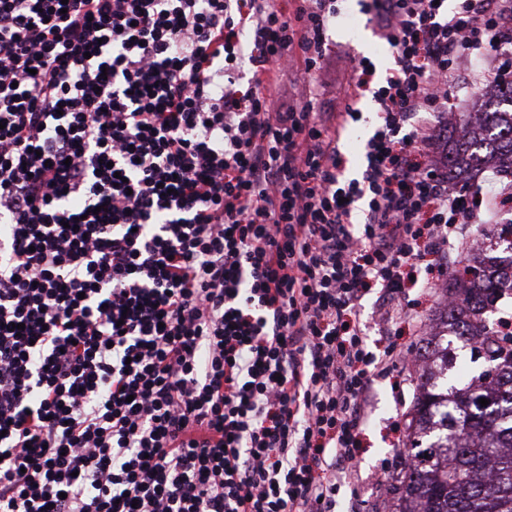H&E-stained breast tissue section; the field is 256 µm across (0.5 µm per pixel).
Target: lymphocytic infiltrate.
<instances>
[{"mask_svg": "<svg viewBox=\"0 0 512 512\" xmlns=\"http://www.w3.org/2000/svg\"><path fill=\"white\" fill-rule=\"evenodd\" d=\"M338 2L0 0V512H336L355 489L423 265L512 192L434 158L461 59L507 75L512 0H370L393 66L376 87L360 60L319 112ZM357 107L362 113L360 121L347 126L339 138V148L346 159L344 176L347 179L361 178L364 164L362 144L372 131L376 121L375 105L371 93L366 92ZM378 289L374 288L370 291L368 295L365 296V298L362 301V319L364 322H367V325H369V343L371 347L375 350V345L378 343V340L381 338L379 336L378 332V326L374 325V312L377 307V296L379 295Z\"/></svg>", "mask_w": 512, "mask_h": 512, "instance_id": "obj_1", "label": "lymphocytic infiltrate"}]
</instances>
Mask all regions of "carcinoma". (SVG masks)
Segmentation results:
<instances>
[{
	"label": "carcinoma",
	"instance_id": "carcinoma-1",
	"mask_svg": "<svg viewBox=\"0 0 512 512\" xmlns=\"http://www.w3.org/2000/svg\"><path fill=\"white\" fill-rule=\"evenodd\" d=\"M494 95L492 112L449 117L460 135L444 158L448 181L483 169L512 177V81ZM506 275L512 277V266L479 247L465 253L463 270L449 274L445 297L456 303L443 305L437 326L472 357L495 362V375L472 373L467 386H450L452 340L426 347L406 426L407 470L392 486L397 512H512V334L486 331V314L504 296ZM482 398L489 404L481 405Z\"/></svg>",
	"mask_w": 512,
	"mask_h": 512
}]
</instances>
